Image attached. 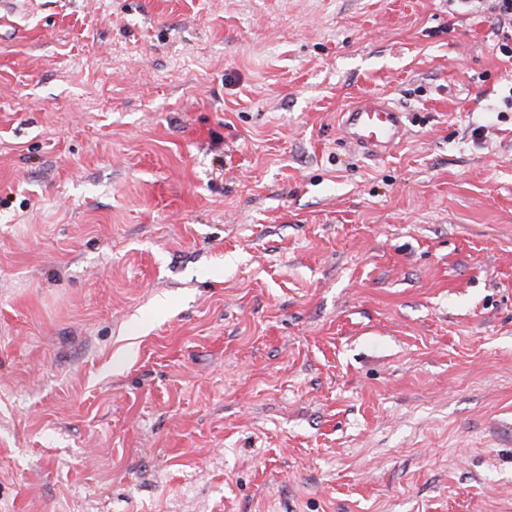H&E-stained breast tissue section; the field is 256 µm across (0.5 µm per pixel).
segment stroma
Segmentation results:
<instances>
[{
    "instance_id": "obj_1",
    "label": "stroma",
    "mask_w": 512,
    "mask_h": 512,
    "mask_svg": "<svg viewBox=\"0 0 512 512\" xmlns=\"http://www.w3.org/2000/svg\"><path fill=\"white\" fill-rule=\"evenodd\" d=\"M493 5L0 8V512H512ZM404 113L381 98L368 95L342 113L343 138L367 156H378L398 145L405 133Z\"/></svg>"
}]
</instances>
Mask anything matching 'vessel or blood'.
<instances>
[{
    "instance_id": "b4317fda",
    "label": "vessel or blood",
    "mask_w": 512,
    "mask_h": 512,
    "mask_svg": "<svg viewBox=\"0 0 512 512\" xmlns=\"http://www.w3.org/2000/svg\"><path fill=\"white\" fill-rule=\"evenodd\" d=\"M403 112L381 98L369 95L343 112L339 124L346 141L376 156L398 145L405 133Z\"/></svg>"
}]
</instances>
